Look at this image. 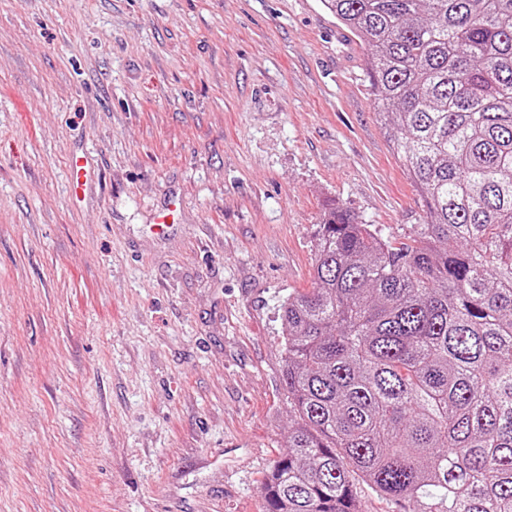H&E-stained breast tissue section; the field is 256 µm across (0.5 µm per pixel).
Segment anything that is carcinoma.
Returning a JSON list of instances; mask_svg holds the SVG:
<instances>
[{
	"instance_id": "1",
	"label": "carcinoma",
	"mask_w": 512,
	"mask_h": 512,
	"mask_svg": "<svg viewBox=\"0 0 512 512\" xmlns=\"http://www.w3.org/2000/svg\"><path fill=\"white\" fill-rule=\"evenodd\" d=\"M371 50L369 86L425 219L401 241L347 208L316 287L282 304L285 453L264 512H512V0H322ZM359 512H409L413 508L411 503L400 506L389 498L377 494L356 482Z\"/></svg>"
}]
</instances>
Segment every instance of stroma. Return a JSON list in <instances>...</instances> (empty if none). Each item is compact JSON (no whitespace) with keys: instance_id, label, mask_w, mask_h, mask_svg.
<instances>
[{"instance_id":"stroma-1","label":"stroma","mask_w":512,"mask_h":512,"mask_svg":"<svg viewBox=\"0 0 512 512\" xmlns=\"http://www.w3.org/2000/svg\"><path fill=\"white\" fill-rule=\"evenodd\" d=\"M369 54L321 0H0V512H262L327 204L424 216Z\"/></svg>"}]
</instances>
